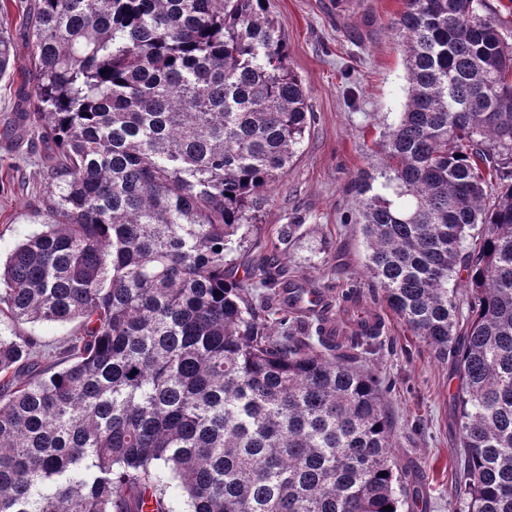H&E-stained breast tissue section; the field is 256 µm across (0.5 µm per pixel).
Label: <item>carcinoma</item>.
<instances>
[{
    "label": "carcinoma",
    "instance_id": "carcinoma-1",
    "mask_svg": "<svg viewBox=\"0 0 512 512\" xmlns=\"http://www.w3.org/2000/svg\"><path fill=\"white\" fill-rule=\"evenodd\" d=\"M266 2L0 0L46 183L0 314L80 322L47 364L0 336V512H401L382 382L355 366L381 326L338 342L290 304L306 279L227 268L314 120ZM486 2L403 0L408 100L350 191L384 301L456 359L458 495L512 512V42Z\"/></svg>",
    "mask_w": 512,
    "mask_h": 512
}]
</instances>
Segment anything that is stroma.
Listing matches in <instances>:
<instances>
[{"label":"stroma","instance_id":"1","mask_svg":"<svg viewBox=\"0 0 512 512\" xmlns=\"http://www.w3.org/2000/svg\"><path fill=\"white\" fill-rule=\"evenodd\" d=\"M267 7L315 120L287 173L266 193L258 240L268 245V258L289 274L307 276L327 299L354 290L360 310L379 315L382 334L357 367L383 383L394 424L393 459L409 476L408 512H465L454 483L460 453L454 360L414 336L386 307L366 276L361 227L351 219L356 199L350 183L377 164L378 144L407 102V69L392 32L402 0H268ZM10 23L21 67L0 80L1 256L39 229L33 212L44 188L41 155L18 120L22 96L31 90L30 50L17 32L19 17ZM286 224L298 230L284 245L278 235Z\"/></svg>","mask_w":512,"mask_h":512}]
</instances>
